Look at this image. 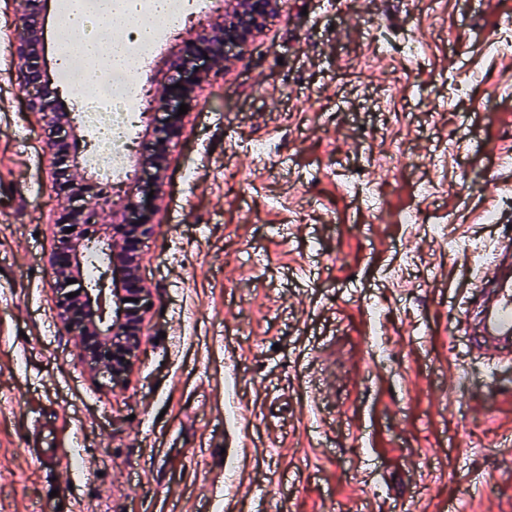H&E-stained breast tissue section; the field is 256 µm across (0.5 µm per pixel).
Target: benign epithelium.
<instances>
[{
    "label": "benign epithelium",
    "instance_id": "benign-epithelium-1",
    "mask_svg": "<svg viewBox=\"0 0 512 512\" xmlns=\"http://www.w3.org/2000/svg\"><path fill=\"white\" fill-rule=\"evenodd\" d=\"M20 16L19 37L14 45L17 58V79L20 88L28 97L31 108L58 133L46 142L47 153L55 168L63 164L60 147L64 144V134L69 132L71 122L63 121L52 111L51 95L54 90L48 87L38 66V56L34 42L38 36L36 15L31 8L33 0H16ZM281 0H224V48L234 52V58H242L256 34L265 29L278 13ZM215 30L204 29L187 44L185 55L172 66L173 83L180 84L163 98L148 101L149 109L166 112L175 119L181 104L189 103L186 88L196 74L199 57L209 54L207 69H219V57L211 55L212 38ZM109 201L85 203L69 209L61 223L57 224L59 251L53 262L52 274L57 290V309L63 326L76 334V346L80 352L88 351V345L101 341L112 351V357L105 359V367L112 379L119 378L127 369L129 360L138 345V329L148 302V289L144 288L134 271L124 276V288H114L109 284L110 267H102L97 275V283L90 284L75 275L76 260L86 257V237L83 225L96 222L97 213L107 209ZM74 231L67 232L68 228ZM154 225L140 209V203L133 201L127 208L125 224L121 229L132 244L148 237ZM73 283H67V280ZM76 293L69 298L67 294Z\"/></svg>",
    "mask_w": 512,
    "mask_h": 512
}]
</instances>
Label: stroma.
<instances>
[{
  "label": "stroma",
  "instance_id": "35a3bbf8",
  "mask_svg": "<svg viewBox=\"0 0 512 512\" xmlns=\"http://www.w3.org/2000/svg\"><path fill=\"white\" fill-rule=\"evenodd\" d=\"M34 8L71 112L99 89L65 86L57 0ZM502 36L512 0H283L244 60L191 89L137 249L151 305L116 384L58 317L67 194L0 49V512L60 484L61 512H512V366L487 372L450 333L484 249L512 228ZM189 37L163 34L144 85L166 88ZM383 37L422 52L382 51ZM141 166L126 156L102 238ZM415 205L421 223H402ZM47 434L76 440V460L34 464Z\"/></svg>",
  "mask_w": 512,
  "mask_h": 512
}]
</instances>
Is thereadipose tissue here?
<instances>
[{"label":"adipose tissue","instance_id":"obj_1","mask_svg":"<svg viewBox=\"0 0 512 512\" xmlns=\"http://www.w3.org/2000/svg\"><path fill=\"white\" fill-rule=\"evenodd\" d=\"M166 0H67L57 21V36L66 38L71 54L94 60L104 72L135 77V60L121 43L102 45L92 40L95 29L133 32L143 48H150L165 18Z\"/></svg>","mask_w":512,"mask_h":512}]
</instances>
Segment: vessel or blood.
<instances>
[{"label":"vessel or blood","instance_id":"vessel-or-blood-1","mask_svg":"<svg viewBox=\"0 0 512 512\" xmlns=\"http://www.w3.org/2000/svg\"><path fill=\"white\" fill-rule=\"evenodd\" d=\"M473 288L474 309L461 320L459 333L469 336L489 370L512 363V237L501 239Z\"/></svg>","mask_w":512,"mask_h":512}]
</instances>
